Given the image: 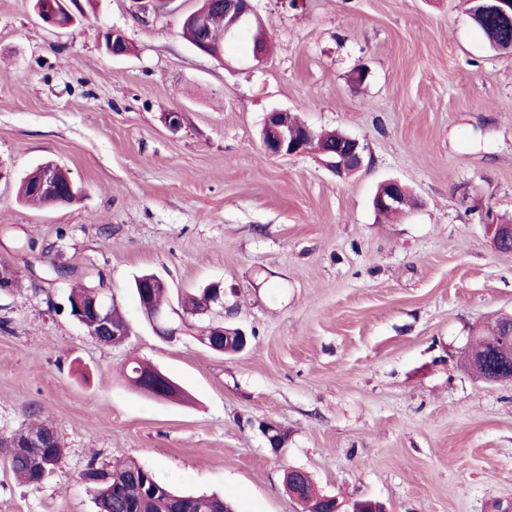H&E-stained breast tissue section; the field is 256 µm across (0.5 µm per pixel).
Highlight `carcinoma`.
Returning <instances> with one entry per match:
<instances>
[{"label":"carcinoma","mask_w":512,"mask_h":512,"mask_svg":"<svg viewBox=\"0 0 512 512\" xmlns=\"http://www.w3.org/2000/svg\"><path fill=\"white\" fill-rule=\"evenodd\" d=\"M474 23L492 48L512 50V28L503 27L488 16L476 18ZM19 195L27 202L46 203L30 176L22 181ZM140 373H147V369L141 361L133 359L123 367L122 376L132 387L142 391L144 387L138 379ZM63 455L64 448L51 449L40 467L29 456L14 454L11 449L0 447V457L28 486L41 484L42 469L56 470ZM81 480L92 493L97 512H226L224 497L179 493L162 482L153 470L134 461L116 466L91 462L81 473Z\"/></svg>","instance_id":"cac0c4a2"}]
</instances>
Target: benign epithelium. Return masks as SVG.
Listing matches in <instances>:
<instances>
[{"label": "benign epithelium", "instance_id": "1", "mask_svg": "<svg viewBox=\"0 0 512 512\" xmlns=\"http://www.w3.org/2000/svg\"><path fill=\"white\" fill-rule=\"evenodd\" d=\"M478 4L479 11L485 15H493L500 19L512 21V0H473ZM77 5V0L66 3L64 0H51L50 9L42 13L44 22L58 26L60 13L68 15L70 21H75L71 6ZM218 6L224 10V30L220 37L213 38L210 34L209 15L205 10H196L184 19V24L193 27L201 33V39L194 47L201 53L218 56L221 54V44L231 42L248 30L254 31L253 58L262 61L267 53V38L262 24L253 10L251 0H220ZM129 51L126 35L119 29L112 30V40L108 44V53L120 57ZM312 139V130L305 126H294L288 122V111L274 110L267 114L262 130L261 141L265 152L272 157L300 156L307 152ZM323 163L336 176L345 177L359 169L365 162V146L354 137L342 132H336L331 140L324 142L319 150ZM38 191L48 199L49 204L56 205L60 196L74 192L71 178L60 179L58 164L49 161L41 164L37 172ZM406 187L398 180L391 179L381 183L373 197L375 212L397 214L407 213L405 202ZM486 235L496 251L505 248L512 249V225L488 224ZM19 275V270L12 264L0 262V292L9 293ZM224 291L221 283L216 288L207 290L206 297L196 311H181L172 308L170 311H154L147 315L149 323L156 329L158 335L166 337L171 342L184 332L189 324V318L202 315H224ZM70 316L86 331V335L98 343H104L108 336H117L119 332L112 327L109 318V302L97 287H92L85 294L74 298V310ZM179 319V325H173L174 319ZM470 370L482 381L489 384H512V356L503 358L498 348H493L487 357L480 360L466 356ZM142 383L153 387L159 392V397L169 398V387L173 386L161 371L152 374L139 375ZM262 435L273 454L281 457L285 453L284 443L281 442V430L272 423L261 425ZM57 438L56 431L51 425H44L41 432L27 437L24 448H51Z\"/></svg>", "mask_w": 512, "mask_h": 512}]
</instances>
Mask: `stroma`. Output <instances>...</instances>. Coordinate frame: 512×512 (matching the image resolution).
I'll return each mask as SVG.
<instances>
[{"mask_svg": "<svg viewBox=\"0 0 512 512\" xmlns=\"http://www.w3.org/2000/svg\"><path fill=\"white\" fill-rule=\"evenodd\" d=\"M252 0L272 44L223 58L181 36L199 0H94L65 29L31 0H0V434L53 424L65 446L38 486L0 466V512H97L80 475L128 459L233 512H299L286 467L346 502L387 512H504L512 505V384L463 362L475 331L512 314V254L480 216L512 223V51H496L467 0ZM132 52L115 58L105 36ZM341 130L366 163L337 178L316 152L268 156L267 112ZM183 114L173 133L165 112ZM53 160L80 190L33 208L20 180ZM395 178L419 205L383 218ZM68 280L48 276L52 263ZM224 285V322L251 334L220 355L185 333L155 336L131 290ZM112 294L130 325L87 336L66 295ZM146 360L187 397L156 401L119 376ZM288 435L275 456L259 425Z\"/></svg>", "mask_w": 512, "mask_h": 512, "instance_id": "stroma-1", "label": "stroma"}]
</instances>
